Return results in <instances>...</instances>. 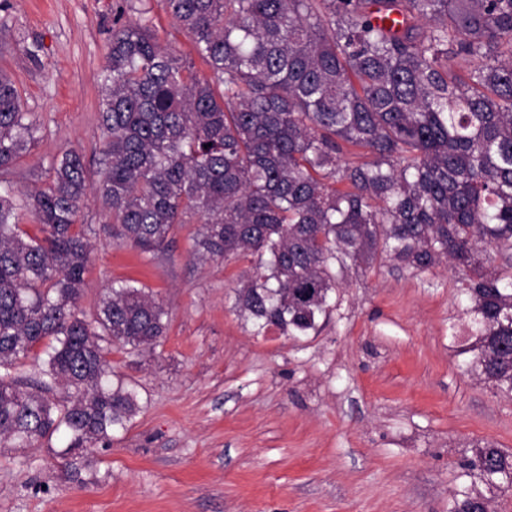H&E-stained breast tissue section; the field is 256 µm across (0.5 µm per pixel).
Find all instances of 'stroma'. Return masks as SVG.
<instances>
[{
    "label": "stroma",
    "mask_w": 512,
    "mask_h": 512,
    "mask_svg": "<svg viewBox=\"0 0 512 512\" xmlns=\"http://www.w3.org/2000/svg\"><path fill=\"white\" fill-rule=\"evenodd\" d=\"M140 0H0V70L39 130L9 172L16 192L48 183L64 152L104 167L99 125L113 13ZM79 306L105 288L153 292L169 318L154 351H113L140 405L126 428L65 466L50 446L0 447V512H449L460 465L489 441L512 455V399L467 374L462 268L390 260L349 267L316 332H257L234 306L251 258L194 252L197 224L143 254L101 233Z\"/></svg>",
    "instance_id": "obj_1"
}]
</instances>
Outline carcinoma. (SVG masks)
<instances>
[{
  "instance_id": "cac0c4a2",
  "label": "carcinoma",
  "mask_w": 512,
  "mask_h": 512,
  "mask_svg": "<svg viewBox=\"0 0 512 512\" xmlns=\"http://www.w3.org/2000/svg\"><path fill=\"white\" fill-rule=\"evenodd\" d=\"M158 5L195 56L114 16L95 183L71 151L47 186L16 196L4 175L38 126L0 71V447L58 433L65 460L110 442L140 410L108 354L155 350L168 312L122 284L92 320L79 316L91 244L76 220L91 190L119 245L155 253L195 220L196 253L257 257L235 307L260 331L316 330L334 265L453 262L468 271L470 329L455 355L512 397V0ZM393 13L395 30L380 23ZM196 57L214 80L199 77ZM347 146L370 160L343 161ZM25 214L37 234L21 229ZM45 339L41 377L12 375ZM511 474L512 456L484 444L463 464L450 512H486L476 483L512 488Z\"/></svg>"
}]
</instances>
